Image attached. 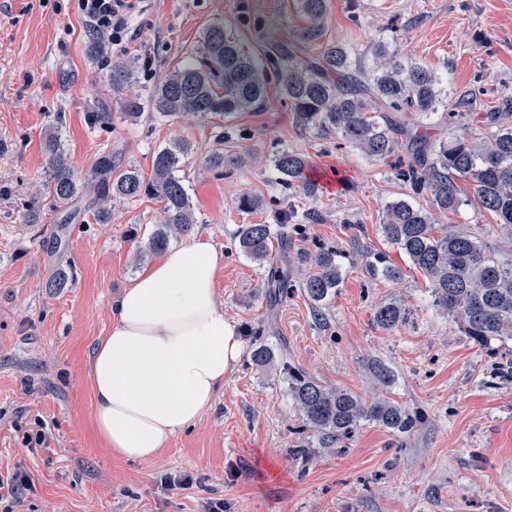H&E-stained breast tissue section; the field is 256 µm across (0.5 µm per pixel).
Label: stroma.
Listing matches in <instances>:
<instances>
[{"instance_id": "stroma-1", "label": "stroma", "mask_w": 512, "mask_h": 512, "mask_svg": "<svg viewBox=\"0 0 512 512\" xmlns=\"http://www.w3.org/2000/svg\"><path fill=\"white\" fill-rule=\"evenodd\" d=\"M213 22L266 53L294 41L308 20L297 0H134L129 34L110 59L173 69ZM320 26L322 42L346 47L363 70L381 41L442 77L446 111L399 112L400 122L447 139L469 126L470 112L512 113V0H326ZM92 31L80 0H0V475L25 468L21 512H205L211 500L223 501L224 512H512V380L495 375L491 358L434 305L424 277L383 240L386 205L408 191L389 160L299 129L273 70L264 103L232 124L130 122L107 61L87 57ZM101 105L112 116L105 130L85 119ZM52 130L81 175L105 146L119 166L134 163L147 175L157 150L177 138L194 143L185 183L195 232L224 253V314L244 344L258 331L273 353L262 366L243 355L197 424L147 462L116 460L95 437L89 364L112 324L113 299L155 260L146 245L160 204L121 202L108 224L95 222L89 194L53 207L43 193V139ZM215 149L224 152L219 172L203 163ZM283 149L306 156L313 195L277 184L273 158ZM244 194L262 207L239 210ZM437 220L466 225L485 250L512 259V237L490 214L465 206ZM238 224L289 225L296 283L299 257L318 244L344 253L343 282L323 319L297 287L270 302L266 269L231 238ZM373 249L387 251L402 281L368 273L359 254ZM399 297L407 323L380 329L374 309ZM286 359L366 399L376 388L372 365L383 362L396 374L393 398L426 421L404 438L370 424L321 447L288 398ZM302 444L308 455H297ZM167 474L193 483L165 489Z\"/></svg>"}]
</instances>
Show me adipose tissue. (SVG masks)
<instances>
[{"label":"adipose tissue","instance_id":"ef3b65f1","mask_svg":"<svg viewBox=\"0 0 512 512\" xmlns=\"http://www.w3.org/2000/svg\"><path fill=\"white\" fill-rule=\"evenodd\" d=\"M223 253L195 234L146 267L112 303L91 360L95 435L115 458L158 457L211 406L243 355L224 315Z\"/></svg>","mask_w":512,"mask_h":512}]
</instances>
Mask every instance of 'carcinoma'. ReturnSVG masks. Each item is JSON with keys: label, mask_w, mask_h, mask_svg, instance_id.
<instances>
[{"label": "carcinoma", "mask_w": 512, "mask_h": 512, "mask_svg": "<svg viewBox=\"0 0 512 512\" xmlns=\"http://www.w3.org/2000/svg\"><path fill=\"white\" fill-rule=\"evenodd\" d=\"M324 6L325 0H298L299 10L311 20L323 14ZM374 56L368 77L353 67L350 54L337 44L325 45L313 62L300 59L292 46L282 49L278 57L260 56L244 50L224 32V25L216 23L205 29L188 60L161 75L147 93L129 92L147 69L138 57L109 64L107 78L131 122L143 118L202 122L212 117L229 122L264 103L268 68L277 69L280 94L297 125L336 133L370 158L397 159V176L409 184L410 192L386 206L380 230L384 240L426 278L434 304L455 318L463 334L479 346L497 338L510 340L512 260L489 254L474 233L436 222L413 199L424 193L441 213L472 205L495 216L498 225L512 235V113H481L476 122L488 133L479 142L469 133L435 140L420 127L402 125L384 113L405 107L423 114L436 112L448 98L442 78L399 58L383 44L376 46ZM44 151L50 172L45 194L55 204L64 205L94 192V216L99 224L110 223L112 207L122 201L143 196L160 200L163 220L149 238L151 253L163 251L171 238L189 233L196 224L191 198L178 175L196 153L187 139H176L158 150L148 178L134 164L112 176L116 166L110 151L81 176L67 164L61 141L53 132L45 138ZM273 164L282 185L290 188L296 182L305 194L315 193L314 184L303 182L304 154L282 150ZM232 239L260 267L271 261L272 241L288 247L282 224H238ZM342 258L340 250L320 244L315 254L301 259L308 270L299 287L317 317L323 316L340 288ZM363 259L374 275L391 281L403 278L401 269L382 251H370ZM290 287L288 270L276 265L269 268L266 288L270 297L281 298ZM373 319L379 327L393 330L406 323L408 309L398 300L384 301L377 305ZM252 357L257 364L271 358L260 335L253 336ZM282 370L299 418L319 430L324 448L352 438L370 423L404 437L424 423L422 411L390 397L394 374L381 362L373 367L378 390L368 400L328 385L288 361Z\"/></svg>", "instance_id": "1"}]
</instances>
